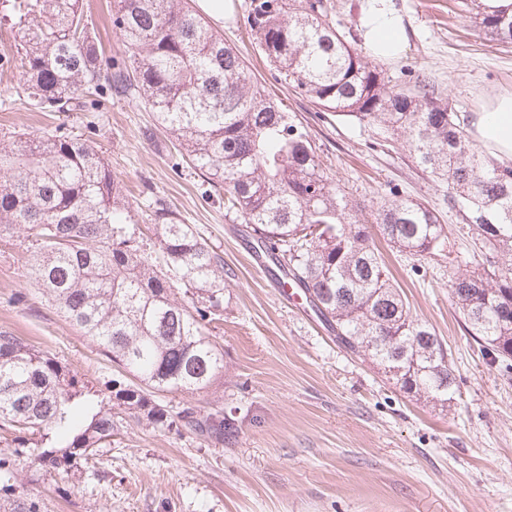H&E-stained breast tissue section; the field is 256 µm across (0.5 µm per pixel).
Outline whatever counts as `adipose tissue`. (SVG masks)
I'll list each match as a JSON object with an SVG mask.
<instances>
[{"label":"adipose tissue","instance_id":"1","mask_svg":"<svg viewBox=\"0 0 512 512\" xmlns=\"http://www.w3.org/2000/svg\"><path fill=\"white\" fill-rule=\"evenodd\" d=\"M365 25L372 55L392 60L402 53L406 34L393 0H367ZM467 131L499 161L512 163V94L496 96L481 111L472 113Z\"/></svg>","mask_w":512,"mask_h":512}]
</instances>
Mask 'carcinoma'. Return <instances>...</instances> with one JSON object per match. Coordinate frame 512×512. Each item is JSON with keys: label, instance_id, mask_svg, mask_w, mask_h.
<instances>
[{"label": "carcinoma", "instance_id": "1", "mask_svg": "<svg viewBox=\"0 0 512 512\" xmlns=\"http://www.w3.org/2000/svg\"><path fill=\"white\" fill-rule=\"evenodd\" d=\"M192 0H117L112 29L128 63H105L83 0H21L16 94L37 109L80 108V93H137L156 127L176 136L188 162L224 190V207L283 262L310 307L349 352L404 372L400 387L442 407L456 378L435 331L411 314L373 243L378 232L421 261L445 251L441 211L398 194L349 196L303 123L258 88L240 51ZM478 35L512 42V11L462 0ZM332 0H251L255 46L319 108L402 141L414 163L448 186L444 203L483 250L480 271L448 261L450 298L469 335L512 360V164L480 150L449 97L424 76L389 86L386 72L333 25ZM125 190L80 135L23 133L0 141V232L21 229L30 277L102 355L121 368L92 394L55 356L0 331V477L24 458L40 476L75 478L111 446L117 411L149 425L170 418L161 397L206 388L224 370L209 327L224 316V262L164 201L151 221L162 261L131 232ZM178 418L224 440L234 424L189 407ZM3 512H40L36 498L0 484Z\"/></svg>", "mask_w": 512, "mask_h": 512}]
</instances>
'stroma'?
Returning a JSON list of instances; mask_svg holds the SVG:
<instances>
[{
    "instance_id": "1",
    "label": "stroma",
    "mask_w": 512,
    "mask_h": 512,
    "mask_svg": "<svg viewBox=\"0 0 512 512\" xmlns=\"http://www.w3.org/2000/svg\"><path fill=\"white\" fill-rule=\"evenodd\" d=\"M251 0H231L221 32L252 63L266 93L297 115L328 155L352 198L400 194L441 205L434 182L396 144H376L350 119L324 112L277 81L248 38ZM407 34L403 55L386 62L393 83L406 72L444 87L459 111H481L512 93V44L476 34L458 0H394ZM114 0H84L104 58L122 60L112 30ZM10 7L0 6V136L75 133L92 141L128 194L137 236L158 251L149 220L155 199L224 260V320L211 336L224 371L203 392L169 394L168 405L222 410L237 431L205 439L182 422L152 426L124 417L93 470L74 480H41L20 465L13 482L42 512H512V371L469 336L448 292V260L423 266L383 256L410 312L452 355L457 392L449 407L404 392L392 376L341 348L307 302H282L279 264L258 267L246 225L227 213L205 172L181 162L175 139L154 132L152 112L111 91L83 110L40 112L8 94L6 66L19 46ZM21 232L0 233V331L25 337L95 388L113 372L96 343L57 312L28 277Z\"/></svg>"
}]
</instances>
